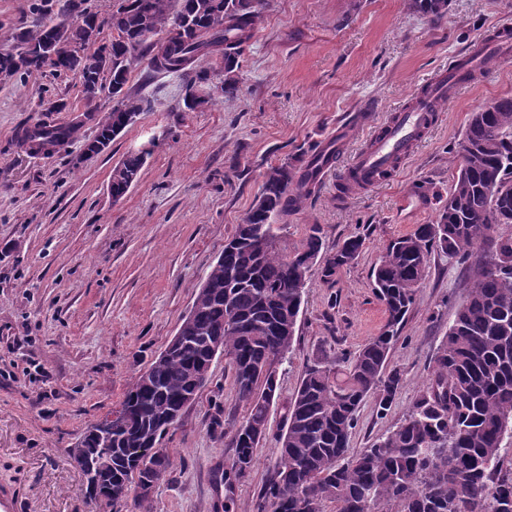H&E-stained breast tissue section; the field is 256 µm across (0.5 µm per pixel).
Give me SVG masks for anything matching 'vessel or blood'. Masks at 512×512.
<instances>
[{
  "label": "vessel or blood",
  "mask_w": 512,
  "mask_h": 512,
  "mask_svg": "<svg viewBox=\"0 0 512 512\" xmlns=\"http://www.w3.org/2000/svg\"><path fill=\"white\" fill-rule=\"evenodd\" d=\"M490 56L511 60L512 36L504 31L491 35L480 53L468 57L466 65H450L431 78L420 92L392 113L388 122L377 129L350 160L343 173L344 182L369 189L393 175L399 162L411 155L437 122L442 103L453 98L466 85L469 76L485 70V60ZM350 135V128H337L335 140L327 143L318 163L320 173H327L331 168L339 155L338 143L348 140Z\"/></svg>",
  "instance_id": "obj_1"
}]
</instances>
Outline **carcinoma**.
<instances>
[{
	"label": "carcinoma",
	"instance_id": "obj_1",
	"mask_svg": "<svg viewBox=\"0 0 512 512\" xmlns=\"http://www.w3.org/2000/svg\"><path fill=\"white\" fill-rule=\"evenodd\" d=\"M263 0H121L108 19H99L86 0L74 15L62 8L53 19V0H39L32 28L13 36L14 45L0 50V72L26 78L70 72L92 102L105 92L116 105L96 117L97 130L117 136L125 126L123 112H142L144 100L125 91L129 58L147 59L152 73L189 77L184 106L194 111L208 102L200 88L212 84L202 65L216 53L222 59L221 93L233 99L239 90L240 58L261 18ZM421 13L440 17L448 0H413ZM109 24L117 36L92 44L88 30ZM174 34L163 51L143 38L145 30ZM112 67L101 68L103 55ZM81 125L41 121L24 128L21 142L35 152L52 153L74 138ZM471 145L448 192V205L433 224L390 242L373 267L376 295L385 307L386 323L357 353L342 360V370L322 360L310 364L286 406V430L274 474L253 508H239L228 498L224 512H512V467L500 448L512 435V233L488 237L486 259L475 256L476 230L512 226V97L495 100L490 112L471 113L463 133ZM290 162L271 166L244 223L224 244V253L198 291L192 305L193 345L152 365L147 385L136 379L121 409L129 420L112 425L106 445L87 428L82 447L69 450L80 460L97 457L109 476L104 501L121 512L128 498L136 463L147 457L145 477L159 483L171 467L160 447L164 417L179 407L198 377H210L209 345L218 341L232 366L233 386L247 414L233 431L232 462L224 471L231 489L247 476L266 437L269 409L278 398L273 366L289 353L308 280L316 264L325 281L357 260L365 241L358 235L336 243L325 253L321 225L309 226L302 244L289 252L278 245L275 220L282 222L316 192L315 179ZM146 163L136 151L112 168V195L125 196ZM260 232L264 251L252 248ZM434 253L476 265L477 276L460 305L434 358L421 394L393 429L361 453L348 454L349 439L364 399L376 395L377 413L391 409L402 378L386 372V362L400 325L425 280Z\"/></svg>",
	"mask_w": 512,
	"mask_h": 512
}]
</instances>
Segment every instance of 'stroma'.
Masks as SVG:
<instances>
[{
    "mask_svg": "<svg viewBox=\"0 0 512 512\" xmlns=\"http://www.w3.org/2000/svg\"><path fill=\"white\" fill-rule=\"evenodd\" d=\"M503 24L512 25V0H448L439 18L418 13L411 0H264L235 99L215 92L186 111L185 78L149 73L146 59H133L126 90L151 108L88 159L80 153L96 134L92 124L48 155L17 142L50 101L69 105L51 114L54 123L85 110L72 74L0 83V487L19 493L26 512H112L90 500L68 450L120 406L175 335L255 203L264 172L323 146L342 124L353 131L340 158L348 163L375 124ZM505 96L512 97V61H496L447 105L385 183L345 194L340 172L327 173L279 230L281 245L300 246L318 224L326 248L353 234L364 236L365 248L332 282L311 276L254 467L226 491L229 439L246 408L220 356L161 441L171 454L169 474L148 499H128L123 512H224L229 493L239 506L255 504L272 473L284 405L307 365L342 359L379 334L386 313L373 293L374 264L391 240L435 221L470 114ZM151 139L156 146L138 182L113 201V166ZM475 275L433 254L387 360L402 386L386 417H378L375 397L364 400L351 453L392 429L419 395ZM216 415L223 426L215 430Z\"/></svg>",
    "mask_w": 512,
    "mask_h": 512,
    "instance_id": "1",
    "label": "stroma"
}]
</instances>
